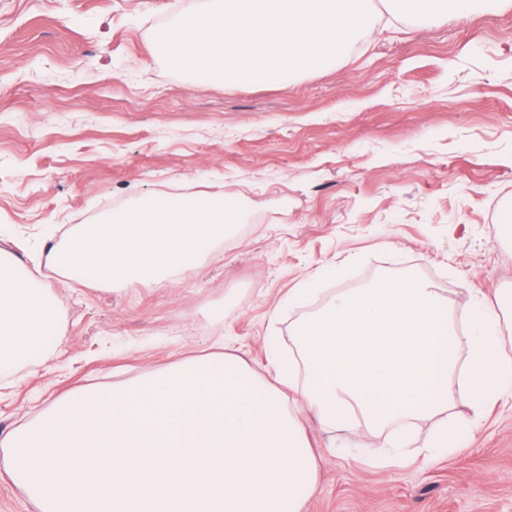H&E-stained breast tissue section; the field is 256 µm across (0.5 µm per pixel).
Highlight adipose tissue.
I'll return each mask as SVG.
<instances>
[{"instance_id": "1", "label": "adipose tissue", "mask_w": 512, "mask_h": 512, "mask_svg": "<svg viewBox=\"0 0 512 512\" xmlns=\"http://www.w3.org/2000/svg\"><path fill=\"white\" fill-rule=\"evenodd\" d=\"M494 0H387L427 18ZM60 304L0 252V382L34 364L59 333ZM460 333L429 284L385 280L337 293L293 330L296 382L284 365L264 380L237 355L186 356L102 389L76 388L0 446L13 480L40 512H302L322 458L286 397L296 392L328 430L380 431L424 422L423 461L454 442V389L475 408L512 404V292L477 304Z\"/></svg>"}]
</instances>
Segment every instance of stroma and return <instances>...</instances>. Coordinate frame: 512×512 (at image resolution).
I'll return each mask as SVG.
<instances>
[{"mask_svg": "<svg viewBox=\"0 0 512 512\" xmlns=\"http://www.w3.org/2000/svg\"><path fill=\"white\" fill-rule=\"evenodd\" d=\"M209 0H0V249L62 302L40 365L0 385V435L76 387L120 383L216 341L256 370L340 291L411 275L453 314L512 289V0L418 22L388 14L288 85L201 90L155 50ZM241 213L170 280L70 282L48 255L153 199ZM301 289L298 304L288 293ZM305 512H512V411L454 397L463 448L389 464L421 423L325 431Z\"/></svg>", "mask_w": 512, "mask_h": 512, "instance_id": "obj_1", "label": "stroma"}]
</instances>
